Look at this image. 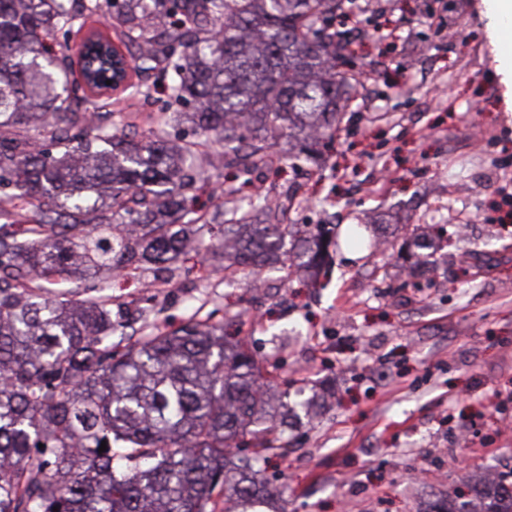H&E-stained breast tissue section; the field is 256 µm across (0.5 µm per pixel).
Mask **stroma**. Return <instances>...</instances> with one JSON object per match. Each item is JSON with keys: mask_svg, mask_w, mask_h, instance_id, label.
Masks as SVG:
<instances>
[{"mask_svg": "<svg viewBox=\"0 0 512 512\" xmlns=\"http://www.w3.org/2000/svg\"><path fill=\"white\" fill-rule=\"evenodd\" d=\"M483 0H352L335 26L360 50L325 161L260 175L283 221L332 224L328 274L285 282L274 268L196 277L178 263L113 279L150 320L223 323L292 390H336L260 463L285 512H424L477 472L512 470V103ZM456 39H449V31ZM482 151L471 147L473 126ZM474 220L457 237L459 217ZM432 255L434 265L419 261ZM269 289L254 301L250 284ZM474 443L449 467L459 438Z\"/></svg>", "mask_w": 512, "mask_h": 512, "instance_id": "35a3bbf8", "label": "stroma"}]
</instances>
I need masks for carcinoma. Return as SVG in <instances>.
I'll return each mask as SVG.
<instances>
[{"mask_svg":"<svg viewBox=\"0 0 512 512\" xmlns=\"http://www.w3.org/2000/svg\"><path fill=\"white\" fill-rule=\"evenodd\" d=\"M342 0H0V512H256L258 463L286 451L288 415L312 406L268 394L271 372L224 325L190 318L134 327L139 307L112 274L167 283L181 255L242 202L264 224H226L212 258L224 276L279 261L293 225L243 187L273 155L296 167L336 138L355 88L326 66L350 61L332 29ZM108 19L143 105L166 95L144 135L98 99L57 34ZM184 123L193 137L172 141ZM231 184L212 218L195 208L211 173ZM309 234L289 269L319 265ZM251 436L255 456L227 468ZM107 449L99 451L101 443ZM512 512V481L473 491Z\"/></svg>","mask_w":512,"mask_h":512,"instance_id":"cac0c4a2","label":"carcinoma"}]
</instances>
